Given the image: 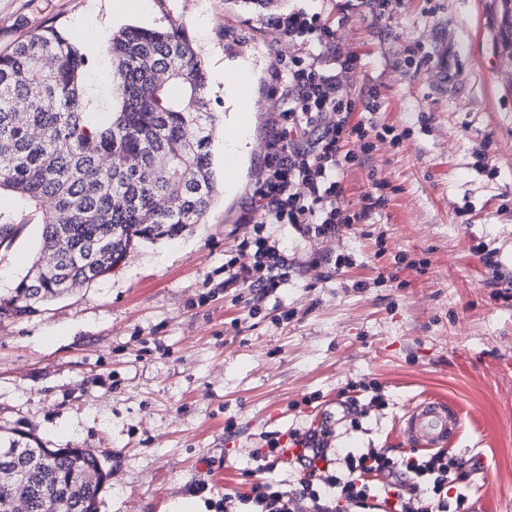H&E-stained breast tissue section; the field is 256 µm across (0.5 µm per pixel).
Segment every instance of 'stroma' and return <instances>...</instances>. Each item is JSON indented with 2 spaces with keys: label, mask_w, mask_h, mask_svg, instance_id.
I'll list each match as a JSON object with an SVG mask.
<instances>
[{
  "label": "stroma",
  "mask_w": 512,
  "mask_h": 512,
  "mask_svg": "<svg viewBox=\"0 0 512 512\" xmlns=\"http://www.w3.org/2000/svg\"><path fill=\"white\" fill-rule=\"evenodd\" d=\"M113 3L0 0V53L50 25L107 37L126 26L184 30L207 67L219 174L221 75L251 61L258 105L240 184L182 238L137 246L111 275L34 315H0V426L47 448L94 451L111 473L98 512H172L187 497L209 512L257 482L297 483L288 463L253 460L267 434L324 429L329 447L398 455L411 449L405 414L443 402L460 413L445 446L461 464L454 491L471 512H512V297L471 250L485 244L512 274V7L391 0L386 23L344 22L339 34L363 62L352 93L380 78L382 123L411 135L397 149L378 144L368 161L389 183L372 223L325 239L276 227L301 268L252 318L224 287V253L248 230L242 217L278 107L274 57L290 52L288 39L262 23L259 0H138L121 15ZM412 54L420 68L406 65ZM482 151L495 177L475 169ZM41 233L21 225L0 249V296L37 259ZM344 250L355 263L339 275ZM398 254L430 265L406 267ZM286 309L295 315L285 322Z\"/></svg>",
  "instance_id": "1"
}]
</instances>
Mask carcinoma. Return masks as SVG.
Segmentation results:
<instances>
[{"mask_svg": "<svg viewBox=\"0 0 512 512\" xmlns=\"http://www.w3.org/2000/svg\"><path fill=\"white\" fill-rule=\"evenodd\" d=\"M107 52L111 108L90 95L79 45L53 26L0 54V194L29 209H0V247L37 217L42 251L62 269L52 274L37 259L0 302L1 314L33 315L49 299L111 273L135 244L184 235L220 193L207 72L187 35L125 27ZM21 100L31 103L22 115ZM162 199L171 205L157 212ZM148 211L154 220L144 223ZM20 444L26 478L0 482V499H25L30 512H97L102 483L83 480L86 468L100 465L95 454L0 433V450Z\"/></svg>", "mask_w": 512, "mask_h": 512, "instance_id": "obj_1", "label": "carcinoma"}]
</instances>
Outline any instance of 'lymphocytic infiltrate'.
<instances>
[{
	"label": "lymphocytic infiltrate",
	"mask_w": 512,
	"mask_h": 512,
	"mask_svg": "<svg viewBox=\"0 0 512 512\" xmlns=\"http://www.w3.org/2000/svg\"><path fill=\"white\" fill-rule=\"evenodd\" d=\"M291 43L278 57L271 92L279 102L265 141L263 162L245 223L251 229L224 258L225 286L246 288L241 301L249 316L260 313L265 297L292 281L294 257L273 235L277 224L291 225L307 236L339 238L353 234L385 209L387 181L367 162L378 143L399 146L405 132L381 123L385 98L380 84L353 98L349 84L362 58L347 47L323 0H294L288 9L266 15ZM361 119H354V112ZM365 171L370 185L358 206L345 203V180ZM304 448L294 460L300 478L289 491L263 482L224 499V512H469L465 494H450L456 460L443 452L394 456L384 448L338 454L328 467L325 437L309 432L266 440L255 451L261 467H272L284 445Z\"/></svg>",
	"instance_id": "1"
}]
</instances>
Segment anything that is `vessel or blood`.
I'll return each instance as SVG.
<instances>
[{
  "instance_id": "b4317fda",
  "label": "vessel or blood",
  "mask_w": 512,
  "mask_h": 512,
  "mask_svg": "<svg viewBox=\"0 0 512 512\" xmlns=\"http://www.w3.org/2000/svg\"><path fill=\"white\" fill-rule=\"evenodd\" d=\"M225 83L232 88L239 106L224 121V137L231 140L245 135L249 128L254 92L250 79L242 71L231 73ZM459 420V412L453 405L423 402L406 416L405 433L415 447L435 448L455 435Z\"/></svg>"
}]
</instances>
